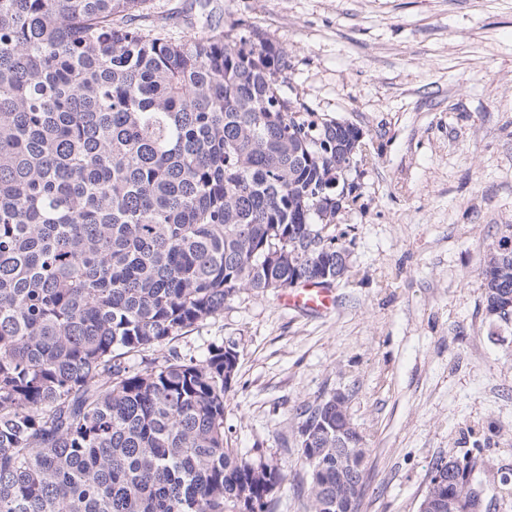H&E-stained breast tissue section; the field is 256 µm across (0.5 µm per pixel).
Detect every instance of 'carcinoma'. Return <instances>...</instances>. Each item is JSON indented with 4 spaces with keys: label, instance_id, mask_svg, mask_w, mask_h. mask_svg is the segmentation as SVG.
<instances>
[{
    "label": "carcinoma",
    "instance_id": "carcinoma-1",
    "mask_svg": "<svg viewBox=\"0 0 512 512\" xmlns=\"http://www.w3.org/2000/svg\"><path fill=\"white\" fill-rule=\"evenodd\" d=\"M149 0H0V512H274L284 481L228 446L236 356L163 351L224 311L321 273L346 233L366 143L331 130L288 155L315 113L285 96L286 43L175 39ZM512 224L479 276L512 295ZM320 401L301 450L312 512H336L337 466L365 473L352 425ZM448 481V461L430 482Z\"/></svg>",
    "mask_w": 512,
    "mask_h": 512
}]
</instances>
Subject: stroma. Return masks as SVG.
Wrapping results in <instances>:
<instances>
[{"mask_svg": "<svg viewBox=\"0 0 512 512\" xmlns=\"http://www.w3.org/2000/svg\"><path fill=\"white\" fill-rule=\"evenodd\" d=\"M225 32L292 50L285 81L370 156L343 213L351 269L336 306L243 290L172 342L233 345L228 443L285 476L277 512H311L297 408L339 390L366 441L359 512H418L434 462L468 455L483 512H512V325L487 317L478 269L512 224V0H153L169 34Z\"/></svg>", "mask_w": 512, "mask_h": 512, "instance_id": "obj_1", "label": "stroma"}]
</instances>
